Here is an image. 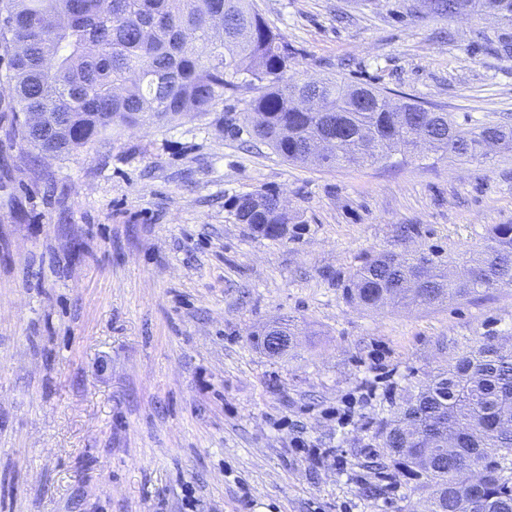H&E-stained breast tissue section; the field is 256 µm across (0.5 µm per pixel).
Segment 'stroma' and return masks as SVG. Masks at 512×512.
<instances>
[{"mask_svg":"<svg viewBox=\"0 0 512 512\" xmlns=\"http://www.w3.org/2000/svg\"><path fill=\"white\" fill-rule=\"evenodd\" d=\"M414 0H254L286 79L356 82L471 126H512L491 17ZM0 49V512H427L373 437L408 390L481 337L512 288L363 310L344 283L385 252L455 257L512 224V152L292 165L223 110L144 116L61 157L5 139ZM282 195L280 239L233 199ZM299 324L276 358L253 334Z\"/></svg>","mask_w":512,"mask_h":512,"instance_id":"1","label":"stroma"}]
</instances>
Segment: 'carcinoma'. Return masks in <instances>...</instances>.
<instances>
[{"instance_id": "1", "label": "carcinoma", "mask_w": 512, "mask_h": 512, "mask_svg": "<svg viewBox=\"0 0 512 512\" xmlns=\"http://www.w3.org/2000/svg\"><path fill=\"white\" fill-rule=\"evenodd\" d=\"M433 17L494 14L512 25V0H417ZM0 47L12 52L9 82L20 111L39 127H10L38 152L59 156L135 125L151 112L163 121L207 115L224 96L258 86L247 107L252 134L285 160L309 161L307 147L329 143L322 165L378 163L414 156L418 141L434 153L477 159L485 136L512 149V128L467 127L446 112L344 81L284 79L285 37L252 0H0ZM276 194L257 191L232 202L237 220L267 238L284 237L296 217ZM427 255L387 253L365 263L343 286L346 301L377 309L389 301L442 305L512 286V224H499L469 250L454 277ZM512 349L478 340L418 387L374 438L400 468L431 490L426 512H512V477L486 449L512 453ZM481 471L480 482L466 477Z\"/></svg>"}]
</instances>
